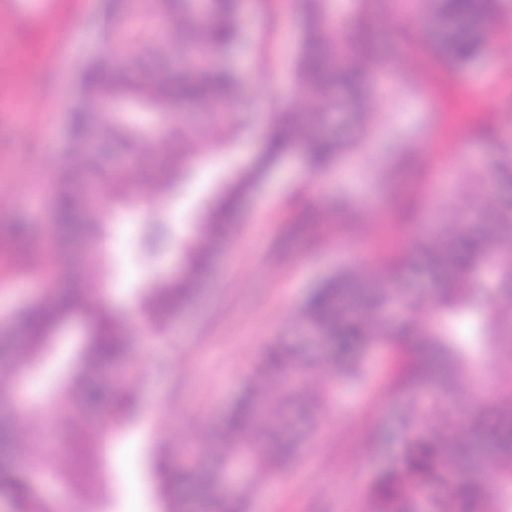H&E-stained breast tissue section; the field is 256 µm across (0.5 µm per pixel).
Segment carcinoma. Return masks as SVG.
I'll use <instances>...</instances> for the list:
<instances>
[{
	"label": "carcinoma",
	"instance_id": "cac0c4a2",
	"mask_svg": "<svg viewBox=\"0 0 512 512\" xmlns=\"http://www.w3.org/2000/svg\"><path fill=\"white\" fill-rule=\"evenodd\" d=\"M306 17L299 35L295 63L303 93L321 99V111L298 112L288 106L270 113V130L253 164L238 171L224 192L206 203L200 223L181 247L178 270L163 275L140 292L139 317L148 332L161 334L196 297L214 252L237 232L229 223L240 200L288 153L297 152L310 167L325 171L343 150L329 133L335 122L333 92L343 90L351 114L368 116L372 70L395 68L396 58L372 50L367 42L349 56L326 34L325 21L335 20L333 0H302ZM116 15L134 12L141 25L133 33L138 50L125 61L111 57L84 65L71 113L67 154L72 168L57 174L50 189L55 234L49 239L45 264L62 286L0 322V342L11 363L0 376V392L12 375L36 366L59 325L73 314L91 326L77 369L55 394V402L82 415L102 407L110 426L130 418V399L116 398L101 380L113 365L129 361L131 327L109 316L82 288L84 276L96 271L105 255L102 218L108 209L147 210L155 199L179 192L189 177L192 157L203 153L195 139L170 124L162 136L126 121L117 111L126 102L169 119L174 109L195 103L207 109L213 141L224 144V129L236 121L234 105L243 83L231 55L246 34L241 0H113ZM512 13L509 0H428L417 28L433 34L419 47L420 65L436 60L450 69L464 67L489 48L487 20L491 13ZM115 109L112 121L105 107ZM183 149L175 151L172 143ZM105 151L121 152L141 161L142 178L132 186L100 160ZM106 180L112 197L103 201L95 184ZM79 237L84 261L69 264L70 246ZM419 251L421 268L432 288L427 301L401 299L399 269L412 251ZM495 264L497 303L486 309L487 286L473 280L487 259ZM406 313L387 319L395 304ZM300 324L318 336V355L273 338L265 366L256 368L236 403L222 415L214 438L224 441V453L213 454L203 444L178 454L163 450L157 479L168 512H185L187 492L193 491L201 512H246L253 485L224 491V477L246 460L255 473L279 477L299 457L320 420L336 398V387L362 375L366 353L387 348L395 362L387 393L400 399L395 418L400 425V452L393 465L361 492L363 512H512V203L501 206L498 222L489 229L460 211L453 223L431 229L410 226L408 246L374 283L353 271L329 274L298 314ZM467 321L470 334L453 332ZM488 349L504 370L498 391L488 394L474 386L472 352ZM310 365L323 369L322 387L306 392L294 380ZM461 391L469 394L467 422L450 406ZM14 414L0 415V455L17 456L26 444L12 431ZM500 449L494 459L497 483L487 486L474 474L480 448ZM38 476L0 463V497L12 512H62L63 505L38 494Z\"/></svg>",
	"mask_w": 512,
	"mask_h": 512
}]
</instances>
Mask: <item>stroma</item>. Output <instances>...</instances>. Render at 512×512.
Wrapping results in <instances>:
<instances>
[{"label": "stroma", "instance_id": "obj_1", "mask_svg": "<svg viewBox=\"0 0 512 512\" xmlns=\"http://www.w3.org/2000/svg\"><path fill=\"white\" fill-rule=\"evenodd\" d=\"M334 6L344 20L336 39L347 50L355 48V26L366 23L377 33L378 48L397 55L415 33L420 0H396L388 12L376 0L362 10L355 0H335ZM243 23L254 43L233 55L246 114L232 144L193 159L184 190L155 201L158 220L168 227L155 252L142 247L143 211L109 213L107 261L85 280L94 293L111 285V308L137 327L129 367L114 368L111 376L115 395L140 400L138 416L111 433L124 468L103 477L94 457L75 445L81 432H98V420L73 423L50 397L53 381L71 372L88 337L83 315L71 317L39 368L16 375L0 400L25 416L20 432L30 446L16 464L40 474L44 496L87 502L90 512H165L148 470L151 455L184 441L207 442L210 418L237 400L270 338L302 345L306 334L296 325L297 314L317 282L347 264L376 279L404 246L407 225L449 224L461 210L492 224L503 198L512 195L497 177L500 148L512 130V30L497 17L488 24L489 50L467 67L433 69L420 83L406 62L378 75L369 120L361 125L339 114L333 130L350 152L330 170L316 172L299 155L282 156L241 200L239 230L212 259L195 303L165 335L146 337L136 324L139 289L175 270L180 239L214 185L262 149L272 103L320 109L318 100L300 98L293 80L296 33L304 23L300 8L272 21L255 0H246ZM130 28L129 19L113 17L112 0H56L52 11L0 31V55L10 58L0 70V320L49 285L32 269L14 265L16 244L3 229L28 225L36 251L47 239L48 197L29 192L28 183L36 173L51 182L68 163L61 99L73 92L82 64L109 53L120 61L135 52ZM390 365L386 349L369 354L363 383L337 390L300 461L251 495L248 512H359L360 489L396 453L367 445L372 424L391 422L398 404L384 395Z\"/></svg>", "mask_w": 512, "mask_h": 512}]
</instances>
